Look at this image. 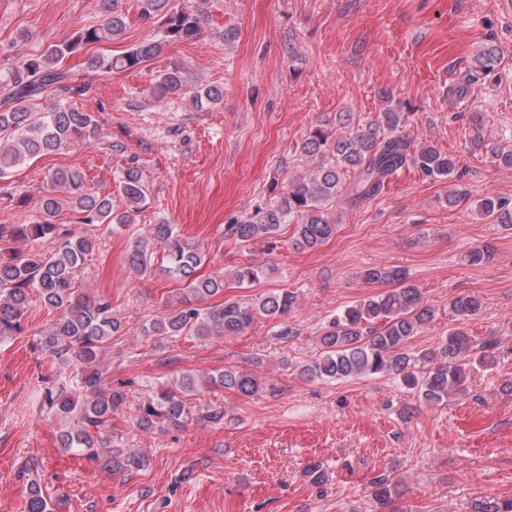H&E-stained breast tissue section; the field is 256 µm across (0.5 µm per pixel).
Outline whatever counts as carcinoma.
<instances>
[{"label":"carcinoma","mask_w":512,"mask_h":512,"mask_svg":"<svg viewBox=\"0 0 512 512\" xmlns=\"http://www.w3.org/2000/svg\"><path fill=\"white\" fill-rule=\"evenodd\" d=\"M121 0H98L103 23L83 29L60 42L46 46L39 55L18 59L0 75V180L17 167L77 140L95 135L97 122L92 113L75 104L47 103L48 89L59 88L69 98H80L90 89L63 69V62L85 48L103 41L119 40L127 29ZM139 16L159 23L162 37L151 38L117 55H88L84 63L91 71L127 72L146 65L162 54L172 41L197 38L203 16L196 9L177 8L174 0H137ZM498 50L487 45L477 53L474 67L461 81L448 87L451 99L465 98L472 84L484 80L498 82ZM157 90L163 96L189 97L195 103H221L223 88L196 85L185 71L173 67L159 75ZM408 116L387 108L373 120L347 123L334 133L316 128L301 144V152L316 160L313 168L289 182L288 188L269 202L258 205L224 225V238L236 244L266 243L288 226H293V244L312 249L333 237L339 224L336 211L380 196L390 177L411 167L423 177L449 179L456 163L430 145H417L403 133ZM126 209L116 211L112 195L93 192L78 168L58 169L48 175L36 218L28 224L0 225V242L19 239H50L55 250L40 252L8 250L0 247V342L23 331L32 295L56 313L55 322L42 337V347L62 363L75 366V385L67 390L46 388L48 409L72 422L59 436L60 446L77 450L99 462L105 469L137 471L144 468V454L112 446V415L127 404L126 390L104 383L99 369L101 355L112 337L126 333L124 322L112 311L109 297L91 296L76 286L74 277L83 268L93 249L92 240L67 224L56 222L65 210L75 214L78 224H107L126 228L136 223V214L147 200L143 172L129 163L120 180ZM484 215L512 230V202L501 197L480 201ZM161 243L168 252L169 273L185 284L187 291L180 307L153 318L143 328L154 344L183 335L200 338H236L249 330L259 317L278 320L277 336L287 340L297 335L287 318L297 307L299 294L288 289L254 295L245 300L227 299L204 306L208 298L224 295L225 277L197 275L204 255L182 242L173 225H149L135 239L128 254L129 265L142 272L150 263V244ZM489 244L468 252L466 260L478 266L490 259ZM266 274V266L250 262L235 268L230 277L239 288H248ZM367 284H392L394 288L351 305L331 317L319 331L321 354L300 366V374L310 380L339 381L364 376L393 375L401 385L417 395L426 406H439L448 398L469 389L472 370L491 368L504 350L503 339L492 333L475 337L464 328L466 320L482 309L474 295H458L449 307L458 326L433 348L419 352L408 342L427 329L435 316L420 289L409 281L400 267H373L361 272ZM209 386L243 396L262 390L261 380L251 372L232 366L210 376ZM195 378L184 374L173 384L160 388L137 409L138 428L150 431L158 425L180 427L190 414L187 398L196 395ZM372 495L386 507L393 502L397 480L381 471L371 478ZM471 512H512V498L479 499ZM26 512H50L49 499L36 483L29 486Z\"/></svg>","instance_id":"obj_1"}]
</instances>
